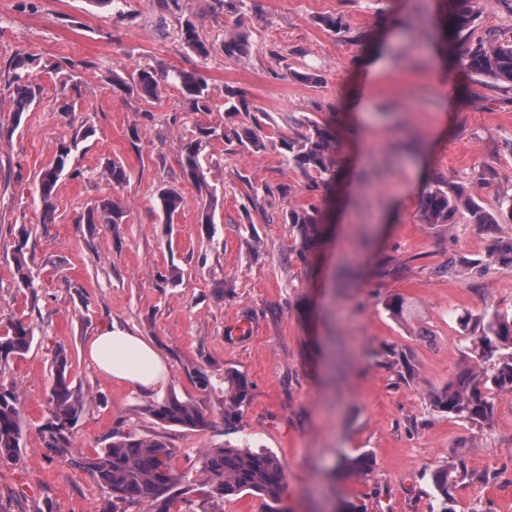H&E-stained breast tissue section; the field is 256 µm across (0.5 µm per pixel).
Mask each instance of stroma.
Listing matches in <instances>:
<instances>
[{"mask_svg":"<svg viewBox=\"0 0 512 512\" xmlns=\"http://www.w3.org/2000/svg\"><path fill=\"white\" fill-rule=\"evenodd\" d=\"M448 0H250L245 53L228 59L224 38L235 17L218 0H0V319L24 313L39 332L25 358L0 370L19 396L27 431L22 460L0 466V512H106L104 494L81 468L48 461L39 427L47 412L57 349L81 388L85 410L75 428L82 453L102 448L117 431L162 437L187 483L201 480L203 450L250 447L276 456L286 473L288 512H333L352 500L365 512H438L431 473L464 448L470 479L452 491L455 512H512V393L494 396L488 432L434 411L432 392L472 368L463 312H512V265L474 276L448 275L449 258H485L495 236L458 212L452 225L423 224L413 193L417 174L467 188L487 210L512 196V87L482 81L449 59L435 29ZM479 32L512 41V0H478ZM339 17L347 32L331 31ZM202 29L209 54L180 39L185 21ZM367 33L372 46L354 42ZM32 56L40 88L22 116L11 105L10 62ZM450 60L455 84H441L436 60ZM195 69L206 79L211 109L190 112L176 82L162 83L159 103L113 87L112 74L138 65ZM310 72L307 84L285 71ZM246 92L265 109L274 136L293 137L310 122L333 124L343 178L320 203L331 235L299 260L283 221L305 207L302 172L280 147L244 152L225 140L202 147L210 198L182 168L196 124L235 127L224 89ZM74 107L71 118L62 104ZM453 133L423 166L441 116ZM91 137L71 155L59 182L53 223L41 221L36 177L61 143L82 127ZM138 128L139 140L130 137ZM120 162L128 181L112 188L104 169ZM288 186L287 197L252 204L251 188ZM178 191L173 224L154 207L161 189ZM121 202L122 224L89 225V208ZM214 218V236L199 222ZM30 233L37 297L14 289L5 252L21 229ZM177 269L178 287L162 276ZM411 301L409 323L385 302ZM152 342L170 377L160 394L202 404L210 424L198 431L158 423L147 407L158 394L112 382L86 355V342L110 323ZM408 356L411 379L400 377ZM208 373L200 390L194 370ZM248 383L238 419H224V375ZM369 453L361 475L337 476L340 457Z\"/></svg>","mask_w":512,"mask_h":512,"instance_id":"obj_1","label":"stroma"}]
</instances>
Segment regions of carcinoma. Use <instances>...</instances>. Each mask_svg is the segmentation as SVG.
Instances as JSON below:
<instances>
[{
  "label": "carcinoma",
  "instance_id": "1",
  "mask_svg": "<svg viewBox=\"0 0 512 512\" xmlns=\"http://www.w3.org/2000/svg\"><path fill=\"white\" fill-rule=\"evenodd\" d=\"M225 6L239 15L237 29L224 41V54L232 57L241 54L249 45L243 30L241 8L244 0H224ZM476 0H448L443 35L448 51L459 55L463 67L470 73L495 83L512 85V42L490 40L476 34ZM180 38L198 56L209 54L207 40L201 36L195 23L186 21ZM31 60L19 56L12 60V103L20 116L28 111L36 98L37 88L31 77ZM177 82L185 96L190 112L210 111V90L206 79L196 70L176 71L172 75H160L144 64L135 70L132 84H127L118 73H112V83L129 92L136 91L145 97L158 100L159 83L167 78ZM224 112L243 117L238 129L196 125L193 138L184 145L183 170L189 180L205 187L209 197L216 196L217 188L208 180L200 160L202 143L221 138L234 140L245 152L266 149L273 138L265 134L266 112L248 101L239 89L224 87ZM93 131L75 134L68 143L60 145L54 160L41 169L38 191L42 206V223L50 224L55 212L57 184L68 168L69 157ZM279 145L288 153V165L305 174H315L307 185L310 192L328 187L335 177L338 138L327 124L313 122L306 133L296 138H280ZM159 208L166 223L173 222L183 203L182 197L171 190L158 193ZM465 210L470 223L487 232H495L502 212H492L481 206L475 197L437 180L424 193L418 203L419 219L424 224H451L455 214ZM123 211L113 201H104L87 212L89 224H120ZM284 223L290 225L301 241L297 257L307 260V253L324 235V225L319 207L311 204L300 209L290 208L284 213ZM29 234L21 230L12 246L11 256L16 266L14 288L24 296H36L41 287L39 276L34 274L33 258L28 253ZM512 264V237H500L487 258L474 266L483 274L491 265ZM390 314L401 321L413 316L411 305L402 297L386 302ZM459 326L470 337L472 370L448 382V385L431 397V405L462 422L488 428L495 415L493 394L512 393V312H486L474 315L468 312L457 316ZM35 327L24 315L10 317L0 331V368L23 358L31 349ZM52 383L48 393V417L40 426L47 458L67 457L70 462L88 473L107 498L112 509L118 505L146 503L150 512H171L178 497L192 492L184 476L173 464L174 450L159 436H143L135 432H114L110 442L94 454L87 456L76 452L74 428L84 410L85 397L72 385L69 360L64 351L56 352L51 364ZM228 387L224 390V420H235L247 394L244 379L226 374ZM148 413L163 424L179 426L187 430L205 428L209 424L205 409L198 403L182 400L170 393L150 404ZM26 433L19 396L12 387L0 384V464H13L21 459V448ZM372 458L361 454L354 458L343 457L337 469L354 475L371 470ZM201 473L204 476L198 493L201 495L202 512H219L224 499L243 492L254 493L268 502L277 503L285 486V473L279 460L264 452L250 448L226 445L208 448L201 454ZM469 471L464 458L452 454L448 464L431 474V483L441 497L439 512H454L448 506L449 490L465 481Z\"/></svg>",
  "mask_w": 512,
  "mask_h": 512
}]
</instances>
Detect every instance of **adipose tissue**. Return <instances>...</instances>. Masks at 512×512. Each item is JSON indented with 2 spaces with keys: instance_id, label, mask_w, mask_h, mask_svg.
<instances>
[{
  "instance_id": "ef3b65f1",
  "label": "adipose tissue",
  "mask_w": 512,
  "mask_h": 512,
  "mask_svg": "<svg viewBox=\"0 0 512 512\" xmlns=\"http://www.w3.org/2000/svg\"><path fill=\"white\" fill-rule=\"evenodd\" d=\"M87 355L113 381L135 390H157L168 378V366L157 347L132 331L112 324L91 336Z\"/></svg>"
}]
</instances>
